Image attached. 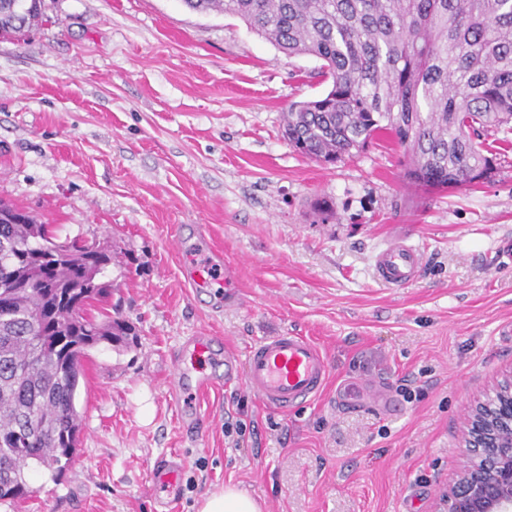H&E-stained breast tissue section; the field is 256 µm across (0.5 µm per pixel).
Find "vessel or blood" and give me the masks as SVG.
<instances>
[{
	"instance_id": "1",
	"label": "vessel or blood",
	"mask_w": 512,
	"mask_h": 512,
	"mask_svg": "<svg viewBox=\"0 0 512 512\" xmlns=\"http://www.w3.org/2000/svg\"><path fill=\"white\" fill-rule=\"evenodd\" d=\"M421 265L420 252L398 241L378 254L375 271L382 283L399 287L415 279ZM240 376L262 404L284 413L320 397L331 377V367L327 353L311 340L284 332L254 343L245 361L225 352V380ZM179 470L175 461L157 466L153 474L156 489L169 496L175 494Z\"/></svg>"
}]
</instances>
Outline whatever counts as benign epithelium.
Masks as SVG:
<instances>
[{"instance_id":"obj_1","label":"benign epithelium","mask_w":512,"mask_h":512,"mask_svg":"<svg viewBox=\"0 0 512 512\" xmlns=\"http://www.w3.org/2000/svg\"><path fill=\"white\" fill-rule=\"evenodd\" d=\"M463 448L473 460L442 495L448 512H512V372L496 383L489 401L472 406Z\"/></svg>"}]
</instances>
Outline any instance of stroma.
<instances>
[{
  "label": "stroma",
  "mask_w": 512,
  "mask_h": 512,
  "mask_svg": "<svg viewBox=\"0 0 512 512\" xmlns=\"http://www.w3.org/2000/svg\"><path fill=\"white\" fill-rule=\"evenodd\" d=\"M46 5L0 39V198L114 247L112 300L137 345L91 350L71 466L31 470L32 497L0 512H197L230 483L265 512H440L469 407L512 369V160L441 191L408 182L388 136L326 165L282 136L289 103L329 86L316 57L183 0ZM395 239L422 254L398 288L374 270ZM215 247L236 283H193ZM286 331L396 413L331 392L284 414L225 382L218 348L242 357ZM201 377L216 386L197 398ZM171 457L165 505L151 477Z\"/></svg>",
  "instance_id": "stroma-1"
}]
</instances>
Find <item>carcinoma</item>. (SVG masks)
<instances>
[{"label":"carcinoma","instance_id":"1","mask_svg":"<svg viewBox=\"0 0 512 512\" xmlns=\"http://www.w3.org/2000/svg\"><path fill=\"white\" fill-rule=\"evenodd\" d=\"M243 20L289 56L322 61L331 87L289 104L283 137L334 164L387 133L408 155L406 177L448 189L489 181L497 157L481 141L512 124V0H184ZM44 0H0V38L43 21ZM107 245L57 241L0 205V501L33 488L30 466L56 475L78 447L76 395L89 350L130 347L112 295Z\"/></svg>","mask_w":512,"mask_h":512}]
</instances>
